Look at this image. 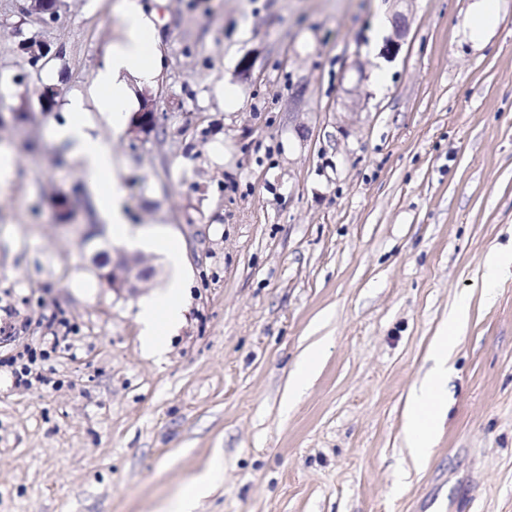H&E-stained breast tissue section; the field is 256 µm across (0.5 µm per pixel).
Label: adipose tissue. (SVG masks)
<instances>
[{"mask_svg":"<svg viewBox=\"0 0 512 512\" xmlns=\"http://www.w3.org/2000/svg\"><path fill=\"white\" fill-rule=\"evenodd\" d=\"M118 11L120 36L106 50L93 80L91 98L77 95L69 99L64 107L67 119L56 127L55 135L70 145L92 189L105 190L100 216L113 237L127 243L131 236L125 196L116 179L115 161L110 149L89 133L85 116L89 109H96L113 128L122 129L133 108L132 85L153 84L162 67V55L154 10L149 9L144 0H120ZM138 240L165 250L171 266L178 271L162 294L141 304L137 315L142 351L160 359L167 351L168 334L179 326L183 317L184 278L179 274L182 257L177 243L159 230L142 233ZM468 317V303L466 299H459L447 325L433 338L429 354L432 366L425 381L408 399L404 443L416 462H427L436 442V424L447 413L448 377L453 370L457 335ZM322 359L321 344L315 342L305 349L290 373L283 409H291L309 389Z\"/></svg>","mask_w":512,"mask_h":512,"instance_id":"adipose-tissue-1","label":"adipose tissue"}]
</instances>
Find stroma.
Returning a JSON list of instances; mask_svg holds the SVG:
<instances>
[{"label": "stroma", "mask_w": 512, "mask_h": 512, "mask_svg": "<svg viewBox=\"0 0 512 512\" xmlns=\"http://www.w3.org/2000/svg\"><path fill=\"white\" fill-rule=\"evenodd\" d=\"M164 68L149 86L165 133L131 147L90 112L132 227L179 243L188 274L165 362L136 320L175 271L116 293L91 271L85 229L110 238L88 180L42 111L39 83L88 92L119 31L118 0H64L40 75L0 22V512H163L222 455L197 512H512V268L485 304L487 255L512 249V0L483 44L473 0H166ZM403 13L407 37L382 53ZM251 58L242 73L239 63ZM27 73L26 86L13 83ZM240 106L225 110L218 90ZM85 194L72 223L58 192ZM470 295L448 413L427 463L404 409L433 336ZM67 339L48 384L2 360ZM322 340L312 387L281 400Z\"/></svg>", "instance_id": "1"}]
</instances>
